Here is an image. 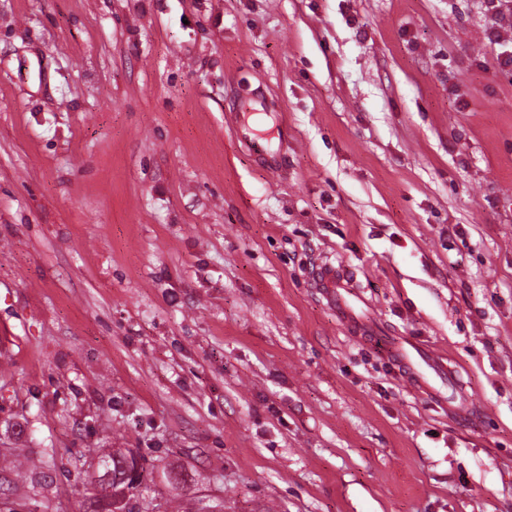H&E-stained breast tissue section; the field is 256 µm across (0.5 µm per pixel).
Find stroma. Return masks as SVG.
Wrapping results in <instances>:
<instances>
[{
	"label": "stroma",
	"mask_w": 512,
	"mask_h": 512,
	"mask_svg": "<svg viewBox=\"0 0 512 512\" xmlns=\"http://www.w3.org/2000/svg\"><path fill=\"white\" fill-rule=\"evenodd\" d=\"M482 0H0V512H512V72ZM262 96L253 148L241 115ZM354 294L315 288L323 260ZM412 345L451 367L418 383ZM117 460H119V462L115 471L113 472L112 470V487L109 484L111 475H106L101 478L98 477L94 487V496L100 502L102 506L100 511L103 512L112 511L115 507L121 505L120 499L112 496L113 482L114 485H119L120 483H125V485L129 484L132 492L137 491L140 487L142 462L139 457L135 453L128 451L119 456ZM113 503L114 506L112 505Z\"/></svg>",
	"instance_id": "stroma-1"
}]
</instances>
